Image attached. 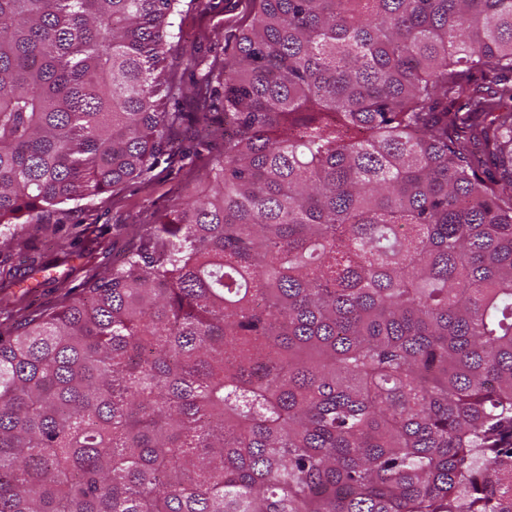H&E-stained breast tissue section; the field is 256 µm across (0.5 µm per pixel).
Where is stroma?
Wrapping results in <instances>:
<instances>
[{"label":"stroma","mask_w":512,"mask_h":512,"mask_svg":"<svg viewBox=\"0 0 512 512\" xmlns=\"http://www.w3.org/2000/svg\"><path fill=\"white\" fill-rule=\"evenodd\" d=\"M240 11L238 0H180L175 22L181 36L169 42L166 72L185 77L183 55L190 50L208 63L223 58L224 40ZM223 154L221 135L202 144L186 124L172 134L145 182L61 205L35 224L0 226V278L18 282L36 275L37 285L26 291L31 312L56 309L73 298L74 286L102 273L173 204L201 192L206 171Z\"/></svg>","instance_id":"stroma-1"}]
</instances>
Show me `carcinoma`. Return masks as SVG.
Wrapping results in <instances>:
<instances>
[{"label": "carcinoma", "instance_id": "cac0c4a2", "mask_svg": "<svg viewBox=\"0 0 512 512\" xmlns=\"http://www.w3.org/2000/svg\"><path fill=\"white\" fill-rule=\"evenodd\" d=\"M177 0H0V225L146 180ZM197 196L0 334V512H512V0H249Z\"/></svg>", "mask_w": 512, "mask_h": 512}]
</instances>
